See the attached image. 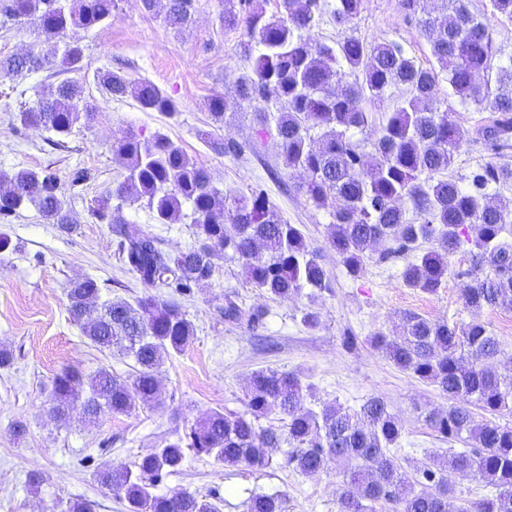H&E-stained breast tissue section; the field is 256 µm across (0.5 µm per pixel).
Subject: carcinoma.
I'll list each match as a JSON object with an SVG mask.
<instances>
[{
    "mask_svg": "<svg viewBox=\"0 0 512 512\" xmlns=\"http://www.w3.org/2000/svg\"><path fill=\"white\" fill-rule=\"evenodd\" d=\"M117 0H0V15L30 21L46 54L32 50L0 58V70L22 73L46 65L60 73L84 68L82 46L60 43L73 28L91 29L112 22ZM196 0H166L164 21L174 30L193 18ZM331 20L346 34L335 44L314 41L310 32L322 20L325 0H281L280 12L266 16L256 0H225L224 27L242 30L240 57L246 71L237 79L238 101L263 113L260 143L273 145L288 174L306 179L297 191L307 202L329 210L327 246L351 275L378 254L381 261L402 256L404 286L435 295L448 282L450 259L465 250L470 267L464 305L472 310L512 307V205L488 189L512 183V166L490 162L472 178V188L448 176L462 145L453 113L441 109L439 90L447 81L463 104L491 114L480 129L497 155L512 140V57L496 62L488 26L467 0H444V11L419 19L436 64L423 66L393 41L372 42L347 33L363 0H332ZM485 75L484 81L476 79ZM99 85L111 98H131L145 111L176 115L174 100L154 83L110 69L98 72ZM386 104L372 141L371 161L358 151L354 136L368 126L363 104ZM212 129L199 138L214 152L236 156L248 147L224 141L215 130L224 125L228 101H207ZM93 106L81 101L75 81L64 79L54 91L15 115L25 129L49 134L58 150L87 119ZM113 158L126 170L112 190L94 198L88 216L113 224L125 266L147 288L165 286L182 293L209 281L213 256L231 252L247 284L285 298L305 288L327 291L330 280L318 250L302 230L285 222L261 189L224 193L210 171L160 131L143 138L122 131L112 138ZM65 189L45 170L0 172V224L33 205L49 224L64 233L77 231L65 211ZM145 203L159 224L179 221L191 209L195 245L176 255L148 234H127L119 219L126 206ZM101 284L92 277L68 287V312L93 344L134 360L126 378L102 367L85 375L65 368L51 384L49 412L67 420L75 404L85 421L108 412L129 415L163 404L159 368L180 354L195 336V325L174 302L146 293L133 300L100 301ZM263 311L242 309L228 299L224 320L256 324ZM371 343L399 369L433 385L448 397V409H432L424 422L450 442L467 448L448 450L403 470L392 453L404 434L400 419L380 397L357 411L326 405L306 406V393L295 372L252 373L245 390L246 410H214L173 440L137 458L131 467L106 466L95 480L126 502V512H220L209 495L187 491L155 493L163 479L183 466L186 451L212 456L226 466L255 470L280 465L315 475L333 462L341 469L338 512H448L457 499L450 475L471 476L492 491L459 512H512V427L496 416L512 413V378L500 377L493 360L499 342L479 321L465 325L405 315L399 332L382 331ZM276 413L282 425L260 424ZM423 486L418 491L415 486ZM248 512H285L277 494L254 496Z\"/></svg>",
    "mask_w": 512,
    "mask_h": 512,
    "instance_id": "carcinoma-1",
    "label": "carcinoma"
}]
</instances>
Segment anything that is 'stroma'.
<instances>
[{
    "label": "stroma",
    "mask_w": 512,
    "mask_h": 512,
    "mask_svg": "<svg viewBox=\"0 0 512 512\" xmlns=\"http://www.w3.org/2000/svg\"><path fill=\"white\" fill-rule=\"evenodd\" d=\"M438 8V0H420L419 12L413 15L401 0H364L354 33L370 41L397 42L429 65L433 58L418 16ZM223 14L224 0H196L192 22L177 31L162 17L144 13L139 0H118L111 23L68 31L67 39L78 40L85 54L84 68L73 79L94 109L88 123L69 137L65 151L48 145L43 132L22 128L13 120L20 106L35 102L58 83L53 68L0 72V170L25 167L53 173L63 183L65 200L80 223L76 233L66 235L29 206L7 226L20 250L0 262V348L14 357L10 368H0V512H58L62 502L74 498L95 501L96 512H125L118 495L95 481L94 470L106 464H131L137 455L174 438L210 411L244 412L247 382L262 369L298 373L312 387L307 404L314 408L337 404L356 409L370 397H382L404 425L398 450L403 465L444 453L447 442L429 429L423 415L428 409L447 407V397L398 370L370 342L375 332L398 330L408 313L451 323H484L500 343L498 373L512 376V309L473 311L464 306L463 282L457 274L470 265L466 252L452 257L453 276L435 295L404 286L402 257L369 259L358 275H350L327 247V210L315 208L295 190L302 173L283 174L275 148L257 155L248 152L262 124L261 112L236 110L220 128L224 140L244 145L239 156L216 154L199 138V131L210 127L208 99L219 94L235 101L236 82L245 69L238 50L240 34L224 28ZM40 41L35 24L0 20V58L26 53ZM102 68L150 80L177 102V117L164 119L129 99H107L96 77ZM440 98L442 107L453 112L464 139L451 172L465 186L472 172L491 159L477 133L488 114L461 104L449 89H442ZM122 130L145 137L164 131L209 169L221 190L245 194L254 184H262L283 219L304 225L308 243L321 250L331 288L313 298L304 292L275 298L247 285L237 261L217 254L212 279L190 293L155 290L177 302L196 326L192 342L159 371L164 406L129 415L105 414L93 424L85 422L76 408L68 421L58 422L49 415V394L53 376L63 367L74 366L87 374L106 367L121 376L132 371L131 358L114 355L82 336L69 317L67 298L70 280L86 276L104 282L107 298L129 299L145 291L125 269L119 238L110 225L92 223L87 213L91 199L122 178L123 170L111 153L112 138ZM122 215L129 233L157 235L170 253L194 242L189 219L159 224L140 205L124 208ZM229 299L245 309H262V323L253 328L225 322L224 303ZM310 308L319 311L322 320L313 330L302 321ZM18 419L29 426L20 441L11 429ZM33 471L46 477L36 492L26 482ZM341 481L332 465L316 475L276 464L255 472L191 454L182 471L165 478L158 490L214 494L221 512H246L250 498L273 493L283 496L285 512H337Z\"/></svg>",
    "instance_id": "stroma-1"
}]
</instances>
